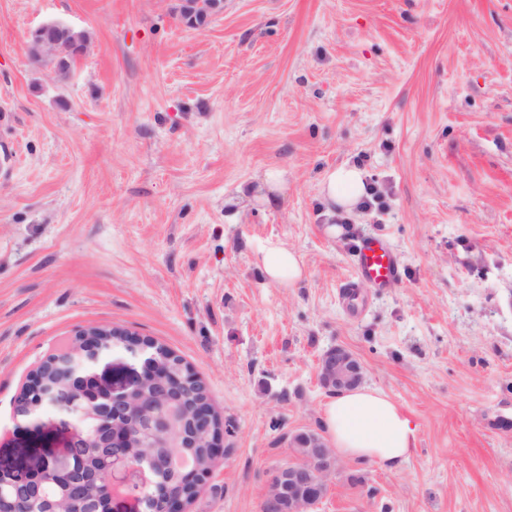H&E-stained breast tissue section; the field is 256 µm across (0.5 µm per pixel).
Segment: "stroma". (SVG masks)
<instances>
[{"label": "stroma", "instance_id": "35a3bbf8", "mask_svg": "<svg viewBox=\"0 0 512 512\" xmlns=\"http://www.w3.org/2000/svg\"><path fill=\"white\" fill-rule=\"evenodd\" d=\"M0 0V462L55 433L13 400L90 326L174 350L224 419L187 512H264L298 431H323L318 361L342 345L417 429L399 468L342 459L315 512H512V0ZM89 36L67 80L28 33ZM361 167L381 198L330 215ZM271 168L285 195H253ZM401 276L338 298L366 236ZM304 279L270 285L259 252ZM71 28V26L60 21H49L42 23L30 31L28 35V47L35 53L47 57H52L56 54L57 51L56 43L50 36L51 31ZM322 197L346 213H352L366 192L365 173L355 165L329 169L320 184ZM257 260L267 281L276 287H291L303 278L300 258L283 244L263 248Z\"/></svg>", "mask_w": 512, "mask_h": 512}]
</instances>
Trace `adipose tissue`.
<instances>
[{
  "label": "adipose tissue",
  "instance_id": "ef3b65f1",
  "mask_svg": "<svg viewBox=\"0 0 512 512\" xmlns=\"http://www.w3.org/2000/svg\"><path fill=\"white\" fill-rule=\"evenodd\" d=\"M322 197L341 211L353 212L366 192L364 172L342 164L329 169L320 184ZM258 264L267 281L290 287L303 277L296 252L282 244L263 248ZM323 425L336 453L393 470L409 458L417 435L409 417L381 389L357 387L337 393L322 410Z\"/></svg>",
  "mask_w": 512,
  "mask_h": 512
}]
</instances>
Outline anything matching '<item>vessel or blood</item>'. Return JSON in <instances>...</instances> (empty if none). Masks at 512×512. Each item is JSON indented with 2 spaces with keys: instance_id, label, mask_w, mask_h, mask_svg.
<instances>
[{
  "instance_id": "1",
  "label": "vessel or blood",
  "mask_w": 512,
  "mask_h": 512,
  "mask_svg": "<svg viewBox=\"0 0 512 512\" xmlns=\"http://www.w3.org/2000/svg\"><path fill=\"white\" fill-rule=\"evenodd\" d=\"M354 273L343 286L344 298H351L360 282L378 288L390 285L400 275V260L395 250L381 237L364 239L352 256Z\"/></svg>"
}]
</instances>
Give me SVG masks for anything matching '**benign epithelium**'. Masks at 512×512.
Returning <instances> with one entry per match:
<instances>
[{"mask_svg":"<svg viewBox=\"0 0 512 512\" xmlns=\"http://www.w3.org/2000/svg\"><path fill=\"white\" fill-rule=\"evenodd\" d=\"M179 5H190L193 10L218 13L224 8V0H178ZM69 28L60 21L45 22L28 35V47L34 52L52 57L56 43L51 38L53 30ZM95 332L88 328L76 333L72 343L56 352L54 363L68 368L78 379V386L86 394V407L80 408L69 392H64L55 403L52 413L35 402L15 405V418L29 425L36 432L55 431L61 434L62 446L45 448L21 464H0V478L13 482L17 495H25L29 485L41 481L42 464L56 463L66 471L79 455L81 444L76 435V419L86 411L96 421L95 445L107 466L112 485L110 499L138 492L142 495L154 485L158 465L181 466L178 454H155L141 449V444L122 430L112 427L108 415L133 416L152 430L157 438L156 447L169 446L185 408V390L194 386L199 377L190 367L181 364L157 371L152 343L142 339L127 348L133 362L124 366L122 379L109 381L99 376L95 368L108 353L84 337ZM159 372L152 395L143 397L136 387L146 373ZM365 376L362 362L342 346L332 347L328 355L319 361L318 377L326 390L336 393L361 384ZM297 450V458L276 468L270 477L268 500L287 506L286 512H310L329 494L333 480L341 475L340 460L325 436L313 431H299L290 438ZM210 474L196 465L182 469L184 481L194 488L201 487ZM64 512H70L73 504H87L83 488L77 482L68 484L60 496Z\"/></svg>","mask_w":512,"mask_h":512,"instance_id":"benign-epithelium-1","label":"benign epithelium"}]
</instances>
